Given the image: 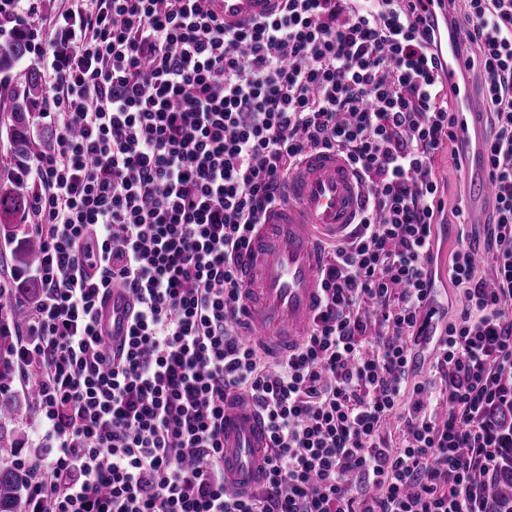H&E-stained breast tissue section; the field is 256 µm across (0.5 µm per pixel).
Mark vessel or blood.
<instances>
[{
    "instance_id": "1",
    "label": "vessel or blood",
    "mask_w": 512,
    "mask_h": 512,
    "mask_svg": "<svg viewBox=\"0 0 512 512\" xmlns=\"http://www.w3.org/2000/svg\"><path fill=\"white\" fill-rule=\"evenodd\" d=\"M283 0H211L225 26L244 27L272 18ZM427 7L443 25L448 63L442 75L455 103L454 134L464 151L468 182L466 216L483 223L481 204L494 194L487 173V142L479 114L486 99L472 90L462 58L461 40L449 27L450 0H429ZM283 200L259 226L242 270L246 285L245 317L241 328L247 342L260 345L272 358L294 351L311 329L321 304L323 253L317 233L340 236L357 224L367 201L358 173L333 151L308 154L283 184ZM105 335L124 336L128 322L124 304L115 299L102 317ZM270 443L265 419L247 401L224 406V487L242 492L258 484L264 452Z\"/></svg>"
}]
</instances>
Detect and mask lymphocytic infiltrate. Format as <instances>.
I'll use <instances>...</instances> for the list:
<instances>
[{
    "label": "lymphocytic infiltrate",
    "instance_id": "lymphocytic-infiltrate-1",
    "mask_svg": "<svg viewBox=\"0 0 512 512\" xmlns=\"http://www.w3.org/2000/svg\"><path fill=\"white\" fill-rule=\"evenodd\" d=\"M19 2L0 0V29L46 23L39 115L60 130L19 167L40 248L25 325L0 279V331L47 450L21 463L30 512H487L484 479L512 446L498 419L512 406V0H461L451 19L490 116L492 288L435 173L456 138L424 0H284L242 29L207 0H94L44 21ZM317 149L351 164L368 205L324 249L309 335L273 361L239 334L238 265ZM445 222L466 304L430 339ZM116 292L130 328L112 346ZM430 349L436 372L417 379ZM238 398L271 446L265 482L231 496L224 405Z\"/></svg>",
    "mask_w": 512,
    "mask_h": 512
}]
</instances>
